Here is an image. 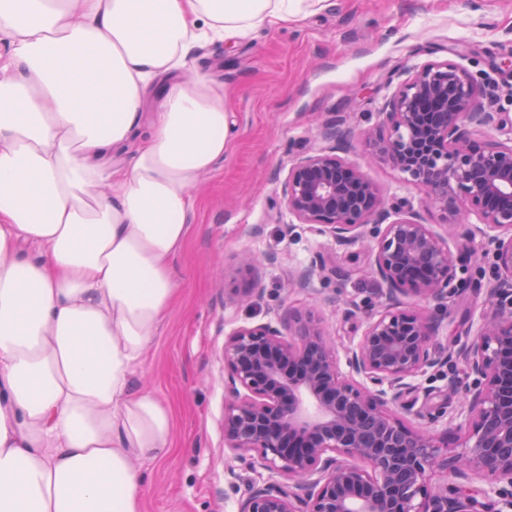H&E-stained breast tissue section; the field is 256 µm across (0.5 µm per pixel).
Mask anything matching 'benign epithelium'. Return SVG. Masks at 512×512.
Here are the masks:
<instances>
[{"mask_svg": "<svg viewBox=\"0 0 512 512\" xmlns=\"http://www.w3.org/2000/svg\"><path fill=\"white\" fill-rule=\"evenodd\" d=\"M479 88L454 62L427 63L367 131L375 157L441 212L440 232L337 155L351 136L343 117L323 129L331 146L289 168L282 196L297 223L338 244L372 240L379 303L342 357L311 312L225 337L224 442L270 473L247 485L237 512H512V113L476 108ZM490 128L505 140L478 145ZM477 236L493 248L497 276L469 339L444 356L434 345L442 320L404 300L440 304L468 287L453 249ZM317 268L293 271L292 284L308 288ZM452 358L466 375L453 384L459 450L403 418L418 378ZM446 469L452 482L432 486L430 474Z\"/></svg>", "mask_w": 512, "mask_h": 512, "instance_id": "7a95c632", "label": "benign epithelium"}]
</instances>
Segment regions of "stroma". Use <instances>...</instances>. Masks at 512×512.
<instances>
[{"label": "stroma", "mask_w": 512, "mask_h": 512, "mask_svg": "<svg viewBox=\"0 0 512 512\" xmlns=\"http://www.w3.org/2000/svg\"><path fill=\"white\" fill-rule=\"evenodd\" d=\"M194 68L223 85L230 139L224 158L194 195L185 244L175 258L183 286L146 352L135 383L164 397L174 420L171 453L148 465L144 512H236L248 483L266 479L224 443V338L234 328L316 310L338 345L358 340L376 303L373 256L309 224L293 223L281 196L294 157L323 144L322 125L344 115L353 136L344 156L386 196L408 199L423 223L440 212L406 175L369 161L362 133L414 68L452 60L482 87L477 106L512 113V0H323L301 22L230 45H196ZM475 261L458 266L469 288L447 300L439 348L451 346L481 310L495 275L491 251L472 243ZM250 251L263 262L237 271ZM275 262H266V255ZM327 261L309 288L293 269ZM459 364L428 371L407 401L415 409H457L450 382Z\"/></svg>", "instance_id": "obj_1"}]
</instances>
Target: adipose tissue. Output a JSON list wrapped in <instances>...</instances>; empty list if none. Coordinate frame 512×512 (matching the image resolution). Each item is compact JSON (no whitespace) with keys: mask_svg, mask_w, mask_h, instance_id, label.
I'll return each mask as SVG.
<instances>
[{"mask_svg":"<svg viewBox=\"0 0 512 512\" xmlns=\"http://www.w3.org/2000/svg\"><path fill=\"white\" fill-rule=\"evenodd\" d=\"M320 2L0 0V512H143L140 465L166 459L173 416L133 378L229 139L224 88L190 51ZM180 71L136 138L150 83Z\"/></svg>","mask_w":512,"mask_h":512,"instance_id":"1","label":"adipose tissue"}]
</instances>
